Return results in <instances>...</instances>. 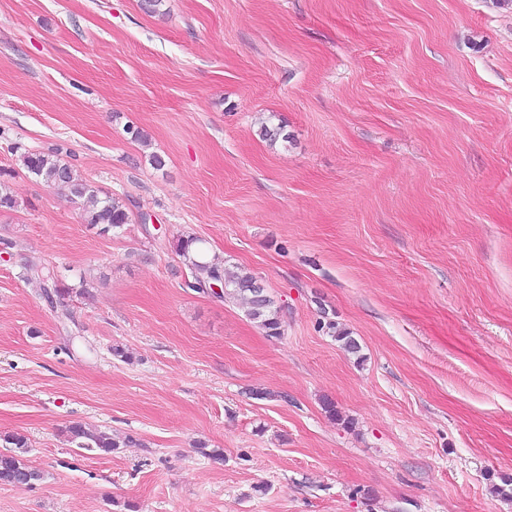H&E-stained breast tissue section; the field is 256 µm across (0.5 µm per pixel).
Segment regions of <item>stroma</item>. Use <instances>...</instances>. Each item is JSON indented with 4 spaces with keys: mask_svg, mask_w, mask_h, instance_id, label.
I'll use <instances>...</instances> for the list:
<instances>
[{
    "mask_svg": "<svg viewBox=\"0 0 512 512\" xmlns=\"http://www.w3.org/2000/svg\"><path fill=\"white\" fill-rule=\"evenodd\" d=\"M0 184V453L42 474L0 512H512V0H0ZM188 235L280 337L191 289ZM21 162L29 175L63 188L72 198L81 201L86 223L101 225L102 233L129 224L130 217L125 204L82 179L57 151L26 152L21 156ZM177 252L188 266L205 273V276L195 278L192 288L204 291L210 287L218 288V283L224 285V296L242 301L247 307L249 318L267 330L268 336L281 335L279 311L267 293L263 298L253 293L250 285L255 278L249 271L238 266L228 268L224 262L208 259L204 242L198 237L188 236L179 239ZM71 440L81 449H98L102 452H111L121 447V442L112 438V435L105 432H93L83 424L74 423L68 428Z\"/></svg>",
    "mask_w": 512,
    "mask_h": 512,
    "instance_id": "1",
    "label": "stroma"
}]
</instances>
